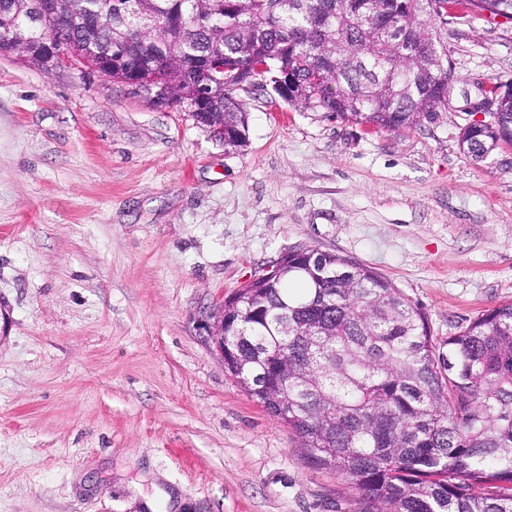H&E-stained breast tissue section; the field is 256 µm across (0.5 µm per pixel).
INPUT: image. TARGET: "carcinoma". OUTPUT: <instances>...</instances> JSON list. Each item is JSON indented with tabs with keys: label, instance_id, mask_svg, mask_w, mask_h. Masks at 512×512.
Returning a JSON list of instances; mask_svg holds the SVG:
<instances>
[{
	"label": "carcinoma",
	"instance_id": "carcinoma-1",
	"mask_svg": "<svg viewBox=\"0 0 512 512\" xmlns=\"http://www.w3.org/2000/svg\"><path fill=\"white\" fill-rule=\"evenodd\" d=\"M57 44L115 83L141 80L152 106L181 107L248 141L236 72L253 87L286 77L307 110L388 130L417 127L448 106L438 20L449 0H51ZM512 19V0H468ZM31 0H0V52L30 43ZM224 74L202 75L215 55ZM492 124L460 146L480 162L512 145V84L495 85ZM288 335H281V323ZM433 351L421 310L387 278L336 253L299 249L239 293L224 316V368L272 375L288 355V417L277 396L249 390L375 512H512V303L485 310Z\"/></svg>",
	"mask_w": 512,
	"mask_h": 512
}]
</instances>
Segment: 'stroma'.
Wrapping results in <instances>:
<instances>
[{
  "label": "stroma",
  "mask_w": 512,
  "mask_h": 512,
  "mask_svg": "<svg viewBox=\"0 0 512 512\" xmlns=\"http://www.w3.org/2000/svg\"><path fill=\"white\" fill-rule=\"evenodd\" d=\"M448 110L374 130L244 95L248 144L91 70L0 53V512H370L224 368L213 309L292 251L347 256L437 352L512 302V146L459 144L512 20L449 5Z\"/></svg>",
  "instance_id": "1"
}]
</instances>
